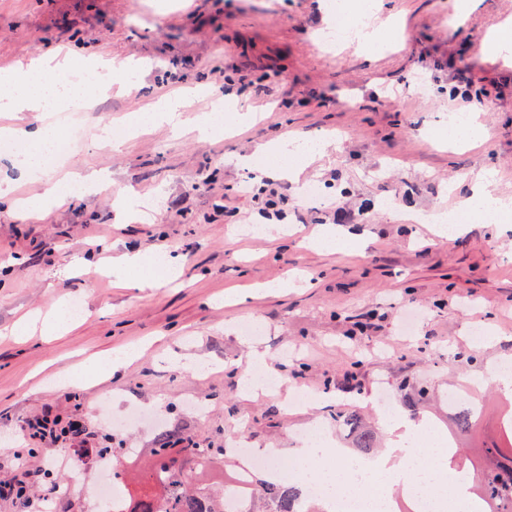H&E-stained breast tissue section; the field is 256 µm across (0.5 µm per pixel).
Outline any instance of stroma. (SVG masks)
I'll return each instance as SVG.
<instances>
[{"label": "stroma", "mask_w": 512, "mask_h": 512, "mask_svg": "<svg viewBox=\"0 0 512 512\" xmlns=\"http://www.w3.org/2000/svg\"><path fill=\"white\" fill-rule=\"evenodd\" d=\"M452 0H381L396 19L382 43L328 50L326 0H0V71L32 57L71 54L151 61L127 92L110 90L89 108L18 113V124L68 129L65 156L19 174L0 153V179L28 198L55 190L68 204L41 218L0 204V479L27 424L46 409L109 436L113 462L147 461L156 434L118 430L112 420L135 404L167 428L220 448L240 433L261 448L295 455L292 432L328 420L340 402L362 406L384 445L396 435L376 407L380 390L406 378L437 392L512 359V229L473 220L452 243L437 239L428 213L457 211L466 174L497 171L494 191L512 195V67L484 55L483 34L512 21V0H479L461 22ZM176 72L179 83L168 81ZM496 81L479 118L485 137L463 149L448 138V88L458 72ZM165 95L181 96L180 130L150 121ZM235 100L261 121L198 140L193 125ZM108 126L127 142L113 152L96 137ZM292 137L325 143L302 165L299 183L319 185L329 202L309 204L284 179L252 182L229 164L251 156L274 165L265 144ZM109 173V187L72 197L76 172ZM250 183V193L240 191ZM278 215H270L267 199ZM327 224L352 228L357 240L334 250L306 247ZM178 256L181 274L91 264L75 257L96 247ZM296 275L306 288H285ZM78 301L80 324L55 336L19 338L4 326ZM419 315L406 328L405 310ZM259 334L242 335L241 323ZM489 325L494 344L474 343L471 328ZM267 354L282 394L244 398L249 346ZM139 349L118 373L81 385L97 357ZM76 377L77 385L59 377ZM331 390L329 404L283 412V393ZM489 412L467 434H452L450 468L477 475L481 449L507 445L504 396L496 380ZM201 402L204 414L192 404Z\"/></svg>", "instance_id": "1"}]
</instances>
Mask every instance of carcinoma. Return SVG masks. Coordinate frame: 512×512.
Masks as SVG:
<instances>
[{
    "instance_id": "1",
    "label": "carcinoma",
    "mask_w": 512,
    "mask_h": 512,
    "mask_svg": "<svg viewBox=\"0 0 512 512\" xmlns=\"http://www.w3.org/2000/svg\"><path fill=\"white\" fill-rule=\"evenodd\" d=\"M405 408L417 415L424 409L429 390L407 381L398 386ZM484 409H463L455 415V429L469 433L478 424ZM332 419L358 431L355 447L370 454L380 448L378 429L365 418L361 408L349 404L336 408ZM485 464L478 488L489 512H512V451L505 452L495 443L484 448ZM224 460V449L201 444L196 438L177 430H166L156 440L153 462L145 474L146 483L159 492H145L130 512H226L225 488L206 481L192 486L186 472L202 473ZM260 495L249 503V512H296L299 489L289 483L259 481Z\"/></svg>"
}]
</instances>
